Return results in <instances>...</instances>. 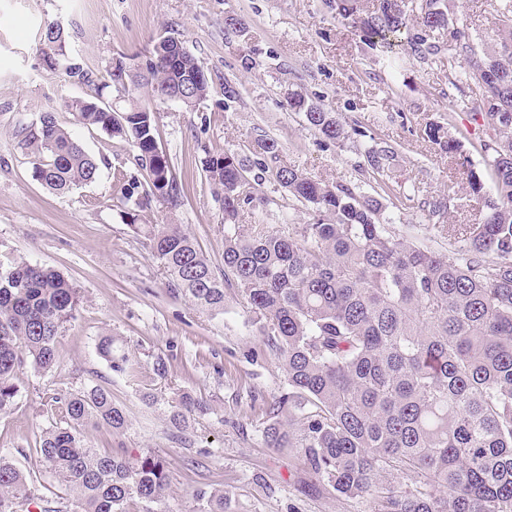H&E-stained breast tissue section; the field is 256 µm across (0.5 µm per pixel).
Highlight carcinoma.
<instances>
[{
    "instance_id": "carcinoma-1",
    "label": "carcinoma",
    "mask_w": 512,
    "mask_h": 512,
    "mask_svg": "<svg viewBox=\"0 0 512 512\" xmlns=\"http://www.w3.org/2000/svg\"><path fill=\"white\" fill-rule=\"evenodd\" d=\"M326 0L338 21L362 33L371 46L405 44L410 57L437 50L428 33L448 31V51L463 55L466 77L483 88L475 120L496 198L484 200L477 224H436L455 246L454 255L420 246L387 231L379 222L382 203L351 188L333 186L278 159L274 138L256 141L255 167L271 172L298 202L313 205L318 218L271 231L264 224H239L246 201L243 161L235 153L212 155L205 171L224 201V269L216 270L179 224H134L172 291L203 310L224 309L225 285L233 282L259 323L263 343L286 372L288 389L266 409V446L289 448L319 484L347 497H365L374 512H512V0L498 11L501 41L476 49L448 0H426L416 26L408 28L412 0ZM165 31L145 63L113 61L109 82L125 98L121 112H105L103 101L71 99L64 108L76 122L125 138L134 148L140 175L120 186L127 215L154 200L179 205L182 188L170 157L156 138L155 113L140 100L150 96L190 108L210 93L203 78L171 98L201 63L189 51L166 56ZM45 70H63L73 82L92 83L72 55L56 21L40 33ZM288 108L304 114L319 136L339 144L347 130L334 113L288 96ZM33 177L63 191L96 181L100 160L51 112L22 129ZM428 138L448 155L456 140L431 126ZM397 150L377 143L364 152L360 169L389 189ZM455 196L428 202L441 219ZM80 291L59 273L17 262L0 272V415L19 394L17 372L26 365L46 372L57 361V339L76 318ZM56 419L36 445L37 462L70 492L49 498L41 477H29L0 450V512H154L169 488L167 461L155 453L131 458L101 454L81 437L93 420L113 432L127 426L123 409L94 385L45 397ZM207 403L179 397L173 420L206 414ZM201 512H235L224 490H197Z\"/></svg>"
}]
</instances>
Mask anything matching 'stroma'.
Segmentation results:
<instances>
[{"label": "stroma", "instance_id": "35a3bbf8", "mask_svg": "<svg viewBox=\"0 0 512 512\" xmlns=\"http://www.w3.org/2000/svg\"><path fill=\"white\" fill-rule=\"evenodd\" d=\"M455 3L474 47L498 41L501 0ZM229 15L243 20L245 35L226 34ZM53 20L63 24L71 51L99 86L112 61L144 56L166 31L204 66L211 93L196 107L151 103L158 144L183 187L181 203L152 202L135 221L182 225L216 268L224 265V208L205 161L230 150L253 163V145L265 136L279 142L280 165L366 196L377 186L358 168L362 152L372 140L391 144L399 165L394 194L381 197L382 221L397 235L448 251L447 239L431 228L424 199L458 182L449 221L475 224L478 197L495 195L472 119L482 92L474 84H452L463 56L444 50L407 61L403 48L369 47L334 19L324 0H0V266L25 260L52 268L82 295L75 320L58 339L54 368L19 371L17 401L0 416V448L10 449L21 470H35L36 443L52 424L43 394L98 385L111 392L128 425L112 432L90 423L82 428L85 439L102 451L163 456L170 488L158 512H196L194 490L203 483L223 487L236 512H371L367 499L316 484L296 453L266 447L262 421L287 390L286 373L264 346L238 289H225L224 308L215 312L173 294L117 198L121 176L137 171L131 143L76 125L63 103L91 95V88L41 64L40 31ZM228 86L238 94L231 103L224 96ZM292 91L335 113L356 135L340 145L316 135L289 110ZM46 111L102 158L96 182L56 192L35 179L21 129ZM432 125L460 141L455 157L427 138ZM472 172L483 184L478 197L468 185ZM408 193L414 203L401 205ZM315 215L312 205L266 178L251 182L240 221L275 231L313 222ZM106 334L115 339L114 358H127L133 372L111 368L98 355ZM184 392L207 401L210 410L178 427L170 414Z\"/></svg>", "mask_w": 512, "mask_h": 512}]
</instances>
